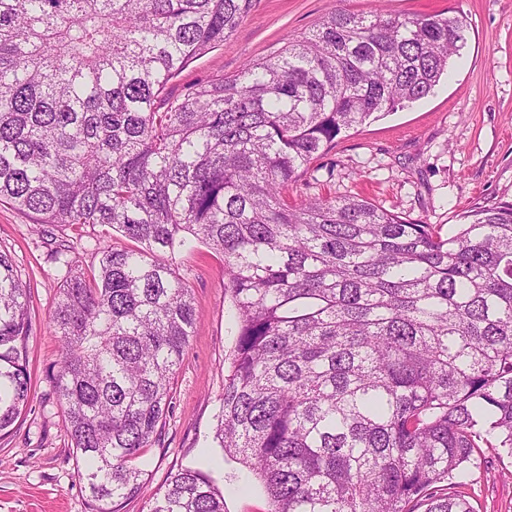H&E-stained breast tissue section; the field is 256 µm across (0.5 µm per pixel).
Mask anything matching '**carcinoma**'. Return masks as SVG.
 <instances>
[{"mask_svg":"<svg viewBox=\"0 0 512 512\" xmlns=\"http://www.w3.org/2000/svg\"><path fill=\"white\" fill-rule=\"evenodd\" d=\"M256 0H0V203L98 224V273L49 312L90 512L143 494L195 324L188 237L224 256L237 334L214 439L268 512H476L483 449L512 455V198L448 233L344 195L284 192L343 133L427 97L466 15L338 8L235 75L168 84ZM30 291L0 251V432L31 389ZM150 512H224L196 468Z\"/></svg>","mask_w":512,"mask_h":512,"instance_id":"carcinoma-1","label":"carcinoma"}]
</instances>
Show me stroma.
I'll return each mask as SVG.
<instances>
[{
	"mask_svg": "<svg viewBox=\"0 0 512 512\" xmlns=\"http://www.w3.org/2000/svg\"><path fill=\"white\" fill-rule=\"evenodd\" d=\"M339 7L389 15L457 10L468 16L471 29L449 77L428 97L337 139L293 184L290 197L357 195L449 228L475 202L512 194V0H258L224 45L187 66L168 90L176 95L198 81L236 74L246 62L273 56ZM49 231L72 247L87 274L97 270L105 246L132 245L98 225L57 224ZM0 250L10 254L30 287L32 316L28 403L0 435V512H89L53 381L60 343L48 315L68 269L51 259L32 219L5 203ZM175 266L192 290L195 329L173 379L159 440L138 461L149 484L123 512H148L151 496L182 467L215 479L226 512H268L259 480L225 457L213 439L237 332L224 258L196 242L177 254ZM489 460L488 471H474L468 488L476 512H512V458L493 454Z\"/></svg>",
	"mask_w": 512,
	"mask_h": 512,
	"instance_id": "obj_1",
	"label": "stroma"
}]
</instances>
